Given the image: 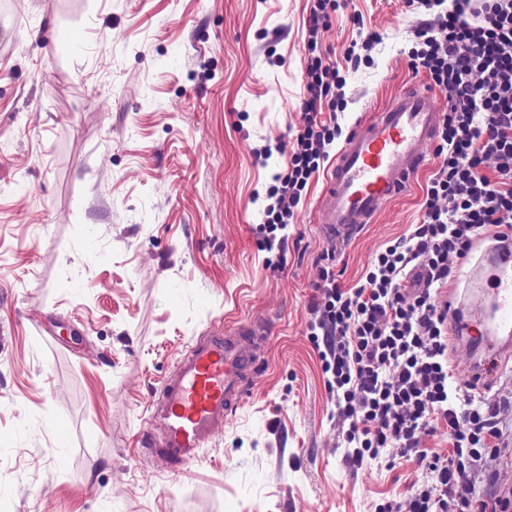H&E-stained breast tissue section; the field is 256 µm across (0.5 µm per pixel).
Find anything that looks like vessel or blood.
Masks as SVG:
<instances>
[{"instance_id":"obj_1","label":"vessel or blood","mask_w":512,"mask_h":512,"mask_svg":"<svg viewBox=\"0 0 512 512\" xmlns=\"http://www.w3.org/2000/svg\"><path fill=\"white\" fill-rule=\"evenodd\" d=\"M430 97L425 86L408 85L380 111L354 123L322 199L320 222L329 238L351 241L385 204L407 191L444 119ZM472 255L475 262L463 280L482 306L471 321L449 320L448 330L496 337L504 358L512 352V247L479 243ZM255 333L252 323L242 322L195 337L185 347L149 404L143 448L179 468L200 458L263 371L248 343Z\"/></svg>"}]
</instances>
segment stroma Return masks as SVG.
Listing matches in <instances>:
<instances>
[{
	"label": "stroma",
	"mask_w": 512,
	"mask_h": 512,
	"mask_svg": "<svg viewBox=\"0 0 512 512\" xmlns=\"http://www.w3.org/2000/svg\"><path fill=\"white\" fill-rule=\"evenodd\" d=\"M309 17L310 0H0V512H380L417 479L345 455L307 327L323 268L354 287L421 223L435 149L345 246L318 223L319 175L283 253L260 232L303 124ZM422 21L404 0L330 12L342 131L429 85L408 56ZM240 321L274 329L223 433L180 472L142 453L180 352Z\"/></svg>",
	"instance_id": "1"
}]
</instances>
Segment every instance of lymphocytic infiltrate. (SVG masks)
Returning <instances> with one entry per match:
<instances>
[{
    "label": "lymphocytic infiltrate",
    "mask_w": 512,
    "mask_h": 512,
    "mask_svg": "<svg viewBox=\"0 0 512 512\" xmlns=\"http://www.w3.org/2000/svg\"><path fill=\"white\" fill-rule=\"evenodd\" d=\"M426 20L409 52L448 94L439 127L442 160L426 190L421 224L377 253L358 286L344 289L330 270L311 311L315 344L346 455L361 464L386 449L423 472L406 503L386 512H512L493 476L476 480L486 454L499 451L504 403L473 382L459 381L448 362L450 303L438 300L453 263L467 259L486 234L512 229V0H406ZM338 0H312L306 48L308 92L303 126L286 174L269 190L267 247L286 229L312 176L341 130L322 120V100L345 81L325 59L320 25ZM414 278L415 289L405 287ZM446 427L449 455L421 448L422 435Z\"/></svg>",
    "instance_id": "f902f5d3"
}]
</instances>
